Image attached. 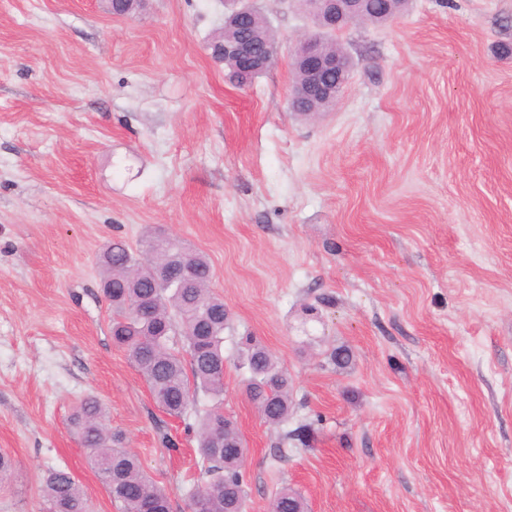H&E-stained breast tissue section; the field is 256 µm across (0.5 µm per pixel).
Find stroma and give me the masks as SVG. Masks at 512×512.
Wrapping results in <instances>:
<instances>
[{"instance_id": "1", "label": "stroma", "mask_w": 512, "mask_h": 512, "mask_svg": "<svg viewBox=\"0 0 512 512\" xmlns=\"http://www.w3.org/2000/svg\"><path fill=\"white\" fill-rule=\"evenodd\" d=\"M254 2L278 60L240 86L211 55L224 0H0V512H47L50 469L119 512L71 430L88 395L189 512L196 440L113 343L96 264L150 227L208 256L229 310L247 512L285 486L309 512H512V0L350 26L351 78L314 116L288 107L310 19ZM247 335L292 379L283 426L245 394Z\"/></svg>"}]
</instances>
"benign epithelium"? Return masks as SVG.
I'll return each mask as SVG.
<instances>
[{
    "mask_svg": "<svg viewBox=\"0 0 512 512\" xmlns=\"http://www.w3.org/2000/svg\"><path fill=\"white\" fill-rule=\"evenodd\" d=\"M229 7L225 15L230 23L238 25L244 16L251 15L252 0H226ZM112 14L129 16L144 0H108ZM360 0H313L312 8L318 12L316 25L319 31L301 37L294 51L293 63L303 79L293 83L288 93L289 107L297 112L305 110V101L312 97L338 100L347 83L346 71L349 56L328 50L326 40L356 23L361 16ZM276 49L265 48L258 53L255 45L246 41L224 43V59L234 63L241 77V84L248 77L264 71L273 64Z\"/></svg>",
    "mask_w": 512,
    "mask_h": 512,
    "instance_id": "7a95c632",
    "label": "benign epithelium"
}]
</instances>
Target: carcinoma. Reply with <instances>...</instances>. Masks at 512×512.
I'll return each instance as SVG.
<instances>
[{
  "label": "carcinoma",
  "instance_id": "1",
  "mask_svg": "<svg viewBox=\"0 0 512 512\" xmlns=\"http://www.w3.org/2000/svg\"><path fill=\"white\" fill-rule=\"evenodd\" d=\"M362 21L385 23L386 0H365ZM192 269L182 282L171 280L181 269V255ZM102 292L112 307L113 342L125 350L144 377L157 406L181 417L194 414L201 471L206 480L190 491V509L202 501L205 512H245L246 491L242 462L246 448L237 427L218 430L226 420L224 402V329L228 323L224 300L210 288L212 269L207 256L192 251L182 239L152 232L143 235L139 248L122 240L109 242L98 258ZM149 305L141 315L136 308ZM184 348H176L175 337ZM249 377L246 395L264 423L278 426L292 411L288 370L278 358L249 336L239 353ZM209 398L200 405L198 395ZM71 426L88 463L102 478L122 512L136 503L171 512L166 490L143 469L137 455L126 448V437L106 423L105 409L95 396L75 406ZM48 512H88L87 499L72 473L52 469L42 479ZM270 512H308L305 498L288 487L279 489Z\"/></svg>",
  "mask_w": 512,
  "mask_h": 512
}]
</instances>
